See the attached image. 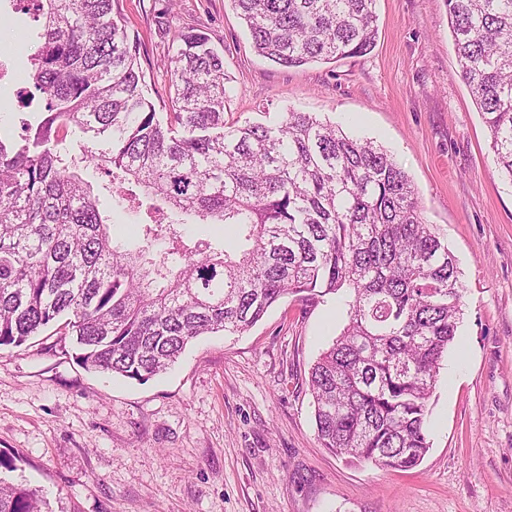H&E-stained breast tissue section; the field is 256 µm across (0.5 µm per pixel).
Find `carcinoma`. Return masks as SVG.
Returning <instances> with one entry per match:
<instances>
[{"label":"carcinoma","mask_w":512,"mask_h":512,"mask_svg":"<svg viewBox=\"0 0 512 512\" xmlns=\"http://www.w3.org/2000/svg\"><path fill=\"white\" fill-rule=\"evenodd\" d=\"M41 104L0 137V351L63 322L87 370L146 382L195 338L241 333L274 303L350 292L347 323L311 368L323 447L399 470L429 450V400L461 316L455 257L425 223L406 172L372 141L309 112L224 124V59L174 29L173 91L156 110L115 0H29ZM254 48L284 67L363 54L375 0H231ZM458 58L500 172L512 181V0H444ZM88 136L75 157L72 130ZM117 170L147 207L141 243L112 240L78 164ZM236 226L239 255L184 220ZM179 265L169 278L168 264ZM0 512H37L0 480Z\"/></svg>","instance_id":"1"}]
</instances>
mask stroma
I'll return each mask as SVG.
<instances>
[{
    "instance_id": "stroma-1",
    "label": "stroma",
    "mask_w": 512,
    "mask_h": 512,
    "mask_svg": "<svg viewBox=\"0 0 512 512\" xmlns=\"http://www.w3.org/2000/svg\"><path fill=\"white\" fill-rule=\"evenodd\" d=\"M153 102L172 85L156 16L207 33L224 58L227 125L310 112L382 146L408 174L422 216L457 260L458 340L430 399V449L410 470L323 448L309 373L347 319L343 301L287 296L249 331L193 340L139 383L89 371L52 326L0 351V476L43 512H512V181L458 75L444 0H376L365 54L283 67L260 56L231 0H119ZM0 48L40 25L0 0ZM0 86V131L19 136L26 55ZM115 243L134 245L144 209L112 175L79 168Z\"/></svg>"
}]
</instances>
